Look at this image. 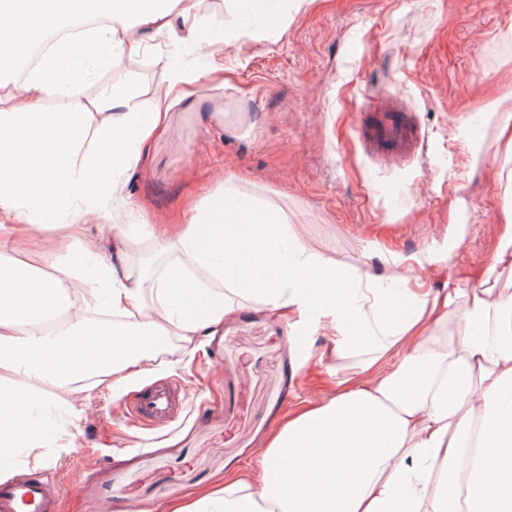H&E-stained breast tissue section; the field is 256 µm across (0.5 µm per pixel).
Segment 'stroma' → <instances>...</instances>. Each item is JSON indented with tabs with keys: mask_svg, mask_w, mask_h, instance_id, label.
<instances>
[{
	"mask_svg": "<svg viewBox=\"0 0 512 512\" xmlns=\"http://www.w3.org/2000/svg\"><path fill=\"white\" fill-rule=\"evenodd\" d=\"M283 9L287 27L255 20L251 35L225 47L222 79L205 75L204 58L177 55L199 78L121 176L120 223H174L228 180L282 207L315 250L349 264L372 251L380 275L389 253L416 252L465 223L454 267L424 278L431 288L472 278L504 221L503 154L485 112L493 101L512 109V0H285ZM170 41L158 36L138 55L148 72L101 69L85 94L129 82L140 112H151L170 77L157 52ZM387 112L417 130L414 153L396 159L380 146ZM475 144L486 162L473 169ZM330 342L325 330L291 336L247 303L223 335L198 344L169 337L151 381L121 397L102 387L71 394L83 411L75 447L37 449L27 468L55 476L59 512H166L173 499L222 489L289 409L333 394L335 364L314 359ZM160 381L183 400L164 423L135 411Z\"/></svg>",
	"mask_w": 512,
	"mask_h": 512,
	"instance_id": "35a3bbf8",
	"label": "stroma"
}]
</instances>
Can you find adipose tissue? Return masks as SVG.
<instances>
[{
    "mask_svg": "<svg viewBox=\"0 0 512 512\" xmlns=\"http://www.w3.org/2000/svg\"><path fill=\"white\" fill-rule=\"evenodd\" d=\"M232 0L223 31L197 19L195 0H0V82L22 58L42 54L26 95L0 111V462L22 448H70L74 435L42 419L80 383L98 377L113 395L150 377L159 338L193 342L222 332L247 301L288 322L292 336L331 331L319 361L336 365V389L299 404L247 472L171 512H512V202L497 250L472 288H426L416 275L451 267L467 227L449 225L441 246L392 257L391 275L368 260L339 264L307 247L284 211L245 201L224 184L180 224L148 228L168 263L148 277L127 269L128 236L115 223L117 174L135 166L163 128L169 98L196 76L171 65L146 122L132 92L110 87L89 103L46 111V98L74 96V77L138 54L182 19L178 44L224 67L217 43L248 27ZM113 22L54 38L77 18ZM111 238L92 245L90 226ZM51 247L48 269L11 258L15 246ZM97 276L75 289L88 258ZM99 311L128 329H92Z\"/></svg>",
    "mask_w": 512,
    "mask_h": 512,
    "instance_id": "ef3b65f1",
    "label": "adipose tissue"
}]
</instances>
